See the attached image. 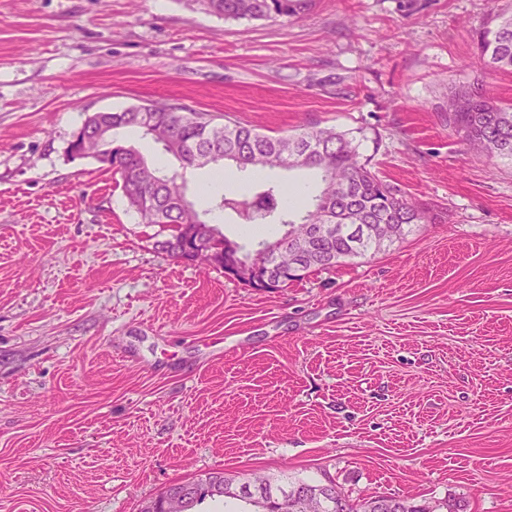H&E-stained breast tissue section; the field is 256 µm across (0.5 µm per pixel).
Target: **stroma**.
Returning <instances> with one entry per match:
<instances>
[{"label": "stroma", "instance_id": "35a3bbf8", "mask_svg": "<svg viewBox=\"0 0 512 512\" xmlns=\"http://www.w3.org/2000/svg\"><path fill=\"white\" fill-rule=\"evenodd\" d=\"M494 0H310L224 20L193 0H0V512H140L216 470L353 498L512 512V161L448 125L483 79ZM166 100L268 135L357 134L430 220L385 251L256 290L154 246L86 115ZM245 251L279 239L212 210Z\"/></svg>", "mask_w": 512, "mask_h": 512}]
</instances>
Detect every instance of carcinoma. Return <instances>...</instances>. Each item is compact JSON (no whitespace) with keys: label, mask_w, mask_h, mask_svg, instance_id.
Segmentation results:
<instances>
[{"label":"carcinoma","mask_w":512,"mask_h":512,"mask_svg":"<svg viewBox=\"0 0 512 512\" xmlns=\"http://www.w3.org/2000/svg\"><path fill=\"white\" fill-rule=\"evenodd\" d=\"M200 9L226 20H263L291 17L304 12L308 0H192ZM480 59L485 68L512 73V10H493L489 27L480 35ZM112 129L108 141L85 140L79 147L119 175L128 205L145 224L159 227L155 248L169 256L224 269V248L242 250L206 218L209 211H197L177 184L178 174L151 165L132 146L116 144L117 131L138 128L164 152L174 156L184 169L233 164L242 172L255 170H310L319 177V188L308 200L289 202L288 186L269 180L255 184L244 198L223 195L214 208L231 211L245 224H276L286 228L278 243L302 234L308 224H349L345 233L318 241L315 250L301 261V268L284 272L279 287L301 276L327 270L347 259L379 252L402 241L411 226L425 221V212L398 188L383 181L360 160L356 137L334 127L310 123L293 134L273 137L252 125L227 119L223 122L202 112L186 111L178 104L154 101L101 117ZM448 126L462 131L474 150L512 161V103L495 101L484 85L475 80L464 83L448 95ZM207 229L205 251L188 256L179 251L186 235ZM203 478L218 491L197 494L193 510L206 500L224 497L233 484L222 472ZM254 489L237 500L245 504L239 512H274L280 497L314 486L304 479L286 478L279 484L268 479L253 480ZM458 506L440 501L435 507L415 505L397 496L346 499L341 509L326 507L322 512H433Z\"/></svg>","instance_id":"cac0c4a2"}]
</instances>
